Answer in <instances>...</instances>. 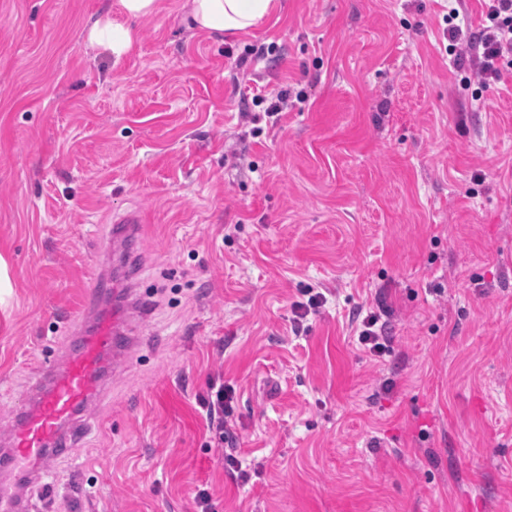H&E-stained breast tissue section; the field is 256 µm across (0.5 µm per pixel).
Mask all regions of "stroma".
Here are the masks:
<instances>
[{"mask_svg": "<svg viewBox=\"0 0 512 512\" xmlns=\"http://www.w3.org/2000/svg\"><path fill=\"white\" fill-rule=\"evenodd\" d=\"M452 6L482 24V0H276L219 35L187 0H0V418L65 345L113 215L146 217L143 289H178L31 512H196L198 484L215 512H512V79L466 82ZM105 18L136 33L121 59L87 44ZM286 87L252 135L242 109ZM380 300L376 360L353 312ZM219 380L247 482L200 407ZM306 295H308L306 302L296 301L291 304L293 331L297 334L302 329L307 316L318 313L327 303V297L322 291L309 288Z\"/></svg>", "mask_w": 512, "mask_h": 512, "instance_id": "1", "label": "stroma"}]
</instances>
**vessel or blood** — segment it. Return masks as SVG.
Here are the masks:
<instances>
[{
  "label": "vessel or blood",
  "mask_w": 512,
  "mask_h": 512,
  "mask_svg": "<svg viewBox=\"0 0 512 512\" xmlns=\"http://www.w3.org/2000/svg\"><path fill=\"white\" fill-rule=\"evenodd\" d=\"M140 213L118 219L112 256L122 276L100 271L84 289L83 316L63 350L43 363L24 390L23 405L0 433V512H29L26 484L40 469L67 457L110 382L111 367L130 356L147 314L131 260Z\"/></svg>",
  "instance_id": "b4317fda"
}]
</instances>
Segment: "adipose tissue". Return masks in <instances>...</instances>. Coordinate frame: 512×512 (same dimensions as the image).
<instances>
[{"label":"adipose tissue","mask_w":512,"mask_h":512,"mask_svg":"<svg viewBox=\"0 0 512 512\" xmlns=\"http://www.w3.org/2000/svg\"><path fill=\"white\" fill-rule=\"evenodd\" d=\"M274 0H191L192 28L203 32H244L262 20Z\"/></svg>","instance_id":"obj_1"}]
</instances>
